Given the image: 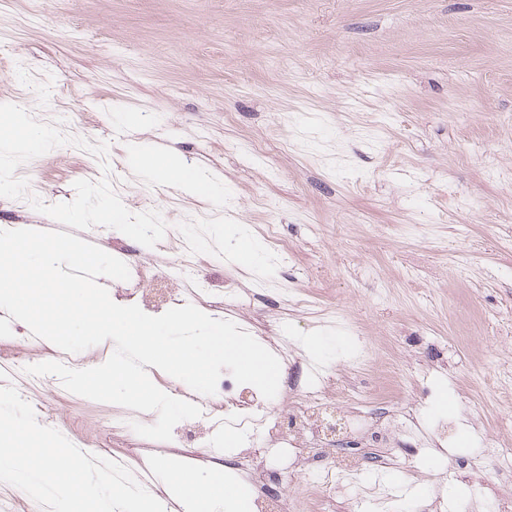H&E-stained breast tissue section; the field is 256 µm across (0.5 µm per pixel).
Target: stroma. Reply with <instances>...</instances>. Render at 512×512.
I'll use <instances>...</instances> for the list:
<instances>
[{"instance_id":"stroma-1","label":"stroma","mask_w":512,"mask_h":512,"mask_svg":"<svg viewBox=\"0 0 512 512\" xmlns=\"http://www.w3.org/2000/svg\"><path fill=\"white\" fill-rule=\"evenodd\" d=\"M18 113L49 136L7 153L0 226L88 242L98 229L108 254L158 268L192 229L210 241L190 270L209 290L200 310L264 336L282 324L291 355L360 393L331 421L371 460L365 482L386 487L390 512L512 501V479L486 486L467 467L489 435L512 444V394L484 372L512 373V0H0V121ZM140 150L179 157L222 194L143 173ZM151 224L168 227L164 253ZM271 231L287 255L242 258ZM257 288L261 301L236 304ZM30 334L0 311V355L58 360ZM21 395L84 452L202 481L217 469L245 495L224 461L249 443L237 429L211 427L199 449L184 420L171 448L123 426L156 412L56 376ZM377 414L397 448L372 442ZM407 416L424 436L447 430L446 447L401 436Z\"/></svg>"}]
</instances>
